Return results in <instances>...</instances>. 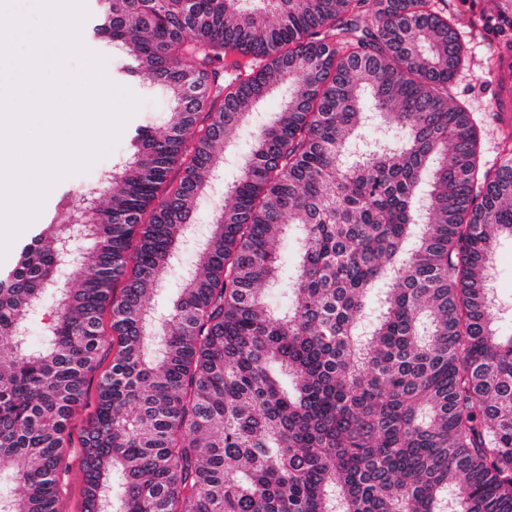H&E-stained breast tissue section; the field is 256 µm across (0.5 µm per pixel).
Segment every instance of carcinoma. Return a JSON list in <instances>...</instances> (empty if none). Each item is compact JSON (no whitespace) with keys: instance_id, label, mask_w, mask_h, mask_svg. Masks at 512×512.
Instances as JSON below:
<instances>
[{"instance_id":"cac0c4a2","label":"carcinoma","mask_w":512,"mask_h":512,"mask_svg":"<svg viewBox=\"0 0 512 512\" xmlns=\"http://www.w3.org/2000/svg\"><path fill=\"white\" fill-rule=\"evenodd\" d=\"M96 2L87 32L123 50L116 74L148 76L172 108L83 209L89 238L40 347L25 320L77 211L58 209L0 278V478L20 488L0 491V512H58L96 372L84 512H512V303L488 288L512 238V128L483 162L449 96L465 61L454 14L433 0ZM483 28L512 49L508 9ZM279 89L280 111L253 122ZM368 124L392 135L367 145ZM248 125L159 319L149 302Z\"/></svg>"}]
</instances>
